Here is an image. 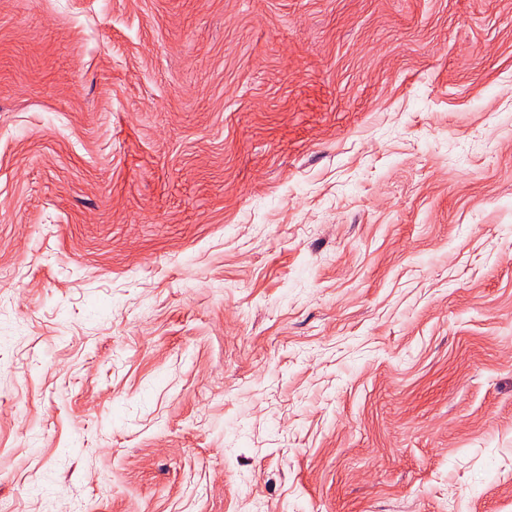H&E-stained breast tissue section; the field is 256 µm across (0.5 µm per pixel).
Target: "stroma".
Returning <instances> with one entry per match:
<instances>
[{
	"mask_svg": "<svg viewBox=\"0 0 512 512\" xmlns=\"http://www.w3.org/2000/svg\"><path fill=\"white\" fill-rule=\"evenodd\" d=\"M10 512H512V0H0Z\"/></svg>",
	"mask_w": 512,
	"mask_h": 512,
	"instance_id": "1",
	"label": "stroma"
}]
</instances>
